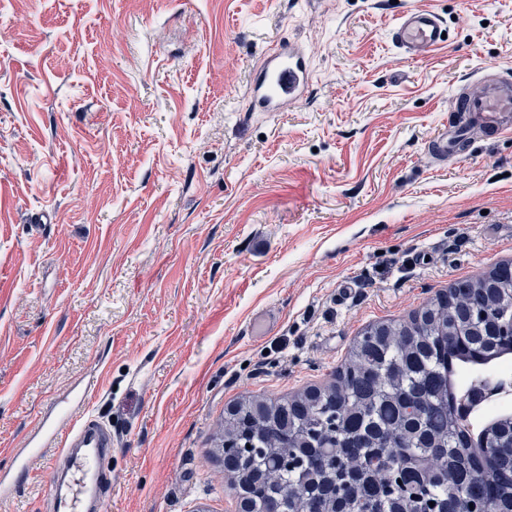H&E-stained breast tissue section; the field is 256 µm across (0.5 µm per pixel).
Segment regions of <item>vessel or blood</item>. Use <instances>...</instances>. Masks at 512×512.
Listing matches in <instances>:
<instances>
[{
    "instance_id": "obj_1",
    "label": "vessel or blood",
    "mask_w": 512,
    "mask_h": 512,
    "mask_svg": "<svg viewBox=\"0 0 512 512\" xmlns=\"http://www.w3.org/2000/svg\"><path fill=\"white\" fill-rule=\"evenodd\" d=\"M444 21L434 10L415 6L402 11L392 28L391 40L408 58L421 59L442 43ZM312 70L303 50L281 42L264 55L249 88L252 110L282 112L300 104L310 86ZM482 90L472 94L460 87L453 109L468 115L469 127L490 135L512 131V74L500 69L485 72ZM93 393L92 388L75 392L54 405L42 421L27 451L15 454L9 469L0 470V497H9L22 481L43 448L57 446L72 469L69 479L57 489L56 512H85L99 472L101 459L112 448V436L100 423L82 418L81 410Z\"/></svg>"
}]
</instances>
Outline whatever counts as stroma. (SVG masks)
I'll use <instances>...</instances> for the list:
<instances>
[{"mask_svg":"<svg viewBox=\"0 0 512 512\" xmlns=\"http://www.w3.org/2000/svg\"><path fill=\"white\" fill-rule=\"evenodd\" d=\"M417 1L449 41L409 60ZM282 41L309 96L248 110ZM487 65L512 0H0V469L94 380L103 512H237L241 396L333 384L368 327L512 262V133L428 152ZM54 455L0 512H51Z\"/></svg>","mask_w":512,"mask_h":512,"instance_id":"35a3bbf8","label":"stroma"}]
</instances>
